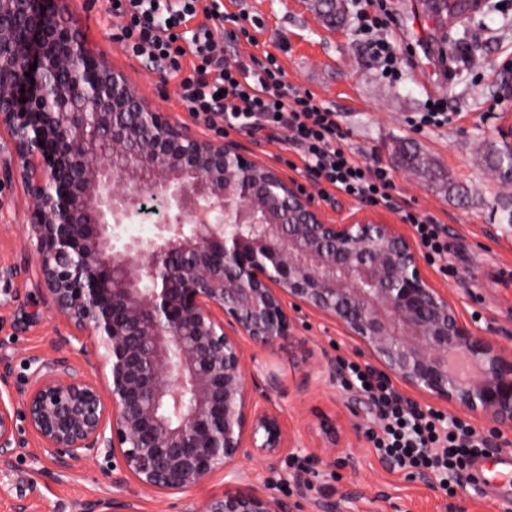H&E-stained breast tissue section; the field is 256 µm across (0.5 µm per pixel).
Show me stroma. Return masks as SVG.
<instances>
[{
	"mask_svg": "<svg viewBox=\"0 0 512 512\" xmlns=\"http://www.w3.org/2000/svg\"><path fill=\"white\" fill-rule=\"evenodd\" d=\"M88 47L106 54L152 106L206 135L204 125L176 100L177 81L145 62L130 57L114 41L121 24L109 11L108 0H67ZM391 16L388 38L401 57L402 78L385 79L380 62L370 52L368 36L358 29L351 0H340L341 20L328 25L316 0H234L230 9L244 26H257V45L239 40L241 55L272 53L293 85L315 92L337 112L346 143L367 164L385 168L392 176L400 203L435 217L448 229L446 275L436 264L426 271L448 293L461 318L483 335L512 348V311L499 309L490 288L477 287L475 263H512V231L504 220L512 209V184L498 180L485 159V148L500 142L501 131L512 126V0H386ZM443 100L448 119L439 125L420 123L427 100ZM259 162L288 178L306 183L303 170L291 169L295 153L287 135L229 131ZM409 145L431 157L453 183L440 189L405 167L400 158ZM327 220L343 224L370 216L386 224H401L398 213L362 203L335 192L321 198ZM28 198L21 180L0 187V265L32 259L27 242ZM403 232L410 225L401 224ZM25 328H17L8 308L0 309V361L10 363V392L20 397L32 358L53 354L71 328L46 305ZM249 364L274 373L278 386L265 407L276 410L292 440L286 458L270 465L245 463L250 486L291 503L292 512H316L318 501L330 499L336 512H450L461 503L464 512H504L512 503V484H500L496 494L474 491L468 472H461L453 494H446L435 476L419 477L382 460L369 439L357 430L377 426L376 411L367 409V396L344 380L320 377L327 360L366 365L354 340L331 320L302 310L294 338L263 349L246 345ZM339 429L354 457L355 470L315 460L331 429ZM307 484L298 488L296 470ZM228 481L223 473L186 493H138L140 512H200L203 503L221 493ZM117 488L102 463L81 461L59 468L50 459L23 452L0 461V512H81L86 502L115 494Z\"/></svg>",
	"mask_w": 512,
	"mask_h": 512,
	"instance_id": "stroma-1",
	"label": "stroma"
}]
</instances>
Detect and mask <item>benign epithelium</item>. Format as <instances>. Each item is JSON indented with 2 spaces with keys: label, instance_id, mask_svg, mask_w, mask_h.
Segmentation results:
<instances>
[{
  "label": "benign epithelium",
  "instance_id": "obj_1",
  "mask_svg": "<svg viewBox=\"0 0 512 512\" xmlns=\"http://www.w3.org/2000/svg\"><path fill=\"white\" fill-rule=\"evenodd\" d=\"M59 2L0 0V132L11 146L0 184L24 183L34 286L76 335L96 339L100 378L66 356L30 361L22 408L0 395V458L25 447L21 417L60 468L102 458L119 487L184 493L218 470L237 484L241 463H274L290 447L279 415L254 398L277 379L249 367L242 341L287 340L302 309L338 324L370 368L429 407L477 416L495 435L512 427V350L461 319L398 225L331 224L238 143L151 107ZM149 199L165 219L150 236L125 235ZM2 278L26 281L29 267H0ZM325 452L353 464L337 434ZM290 508L245 485L201 512ZM83 512H138L137 492Z\"/></svg>",
  "mask_w": 512,
  "mask_h": 512
}]
</instances>
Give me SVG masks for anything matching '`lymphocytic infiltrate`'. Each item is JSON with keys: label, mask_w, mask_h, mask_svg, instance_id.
Listing matches in <instances>:
<instances>
[{"label": "lymphocytic infiltrate", "mask_w": 512, "mask_h": 512, "mask_svg": "<svg viewBox=\"0 0 512 512\" xmlns=\"http://www.w3.org/2000/svg\"><path fill=\"white\" fill-rule=\"evenodd\" d=\"M373 0H359L356 17L361 33L370 35L373 55L384 63L386 76L398 74L389 41L372 38L373 30L387 29L386 20L367 11ZM112 13L126 23L115 39L129 56L146 61L157 71L178 78V98L207 128L277 137L288 141L310 178L373 206L398 212L414 229L427 259L448 258V232L429 215L400 206L389 173L357 160L344 146L334 109L308 90L286 80L273 54L241 58L235 35L225 23H238L224 0H110ZM203 23H196L197 15ZM348 383L365 390L379 411L381 426L370 432L375 449L398 468L423 469L449 484L458 469L485 455L489 441L465 421L425 410L404 398L392 383L373 369L346 364Z\"/></svg>", "instance_id": "1"}]
</instances>
